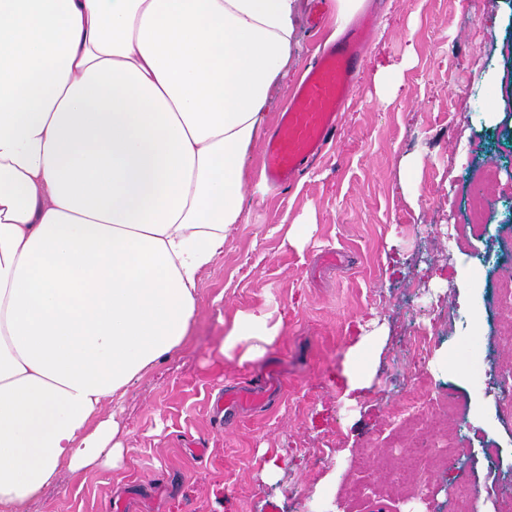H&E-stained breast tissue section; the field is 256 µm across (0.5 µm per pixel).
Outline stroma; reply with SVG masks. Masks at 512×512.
Instances as JSON below:
<instances>
[{"instance_id": "stroma-1", "label": "stroma", "mask_w": 512, "mask_h": 512, "mask_svg": "<svg viewBox=\"0 0 512 512\" xmlns=\"http://www.w3.org/2000/svg\"><path fill=\"white\" fill-rule=\"evenodd\" d=\"M365 9L377 29L335 142L289 188L264 181L254 151L246 219L202 276L190 344L121 400V467L62 480L28 512H453L462 485L467 512H498L512 489V349L498 340L512 312L492 295L503 268L478 262L512 249V0ZM283 224L302 225L300 247ZM258 307L287 313L279 341L253 365L217 362L225 320ZM373 318L385 338L353 404L346 354ZM270 366L284 384L266 407L215 417L218 396ZM409 393L420 411L397 418ZM453 430L459 450L425 491L385 483L400 445Z\"/></svg>"}]
</instances>
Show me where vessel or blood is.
Listing matches in <instances>:
<instances>
[{
    "label": "vessel or blood",
    "mask_w": 512,
    "mask_h": 512,
    "mask_svg": "<svg viewBox=\"0 0 512 512\" xmlns=\"http://www.w3.org/2000/svg\"><path fill=\"white\" fill-rule=\"evenodd\" d=\"M373 30L372 17L355 21L336 45L313 59L301 84L292 90L288 107L264 146L263 167L272 184L292 185L334 138L340 108L356 81L359 57ZM271 393V380L265 374L228 392L225 406L256 410L267 405Z\"/></svg>",
    "instance_id": "obj_1"
}]
</instances>
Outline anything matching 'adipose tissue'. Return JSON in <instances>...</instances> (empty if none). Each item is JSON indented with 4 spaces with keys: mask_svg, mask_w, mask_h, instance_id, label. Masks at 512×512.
Listing matches in <instances>:
<instances>
[{
    "mask_svg": "<svg viewBox=\"0 0 512 512\" xmlns=\"http://www.w3.org/2000/svg\"><path fill=\"white\" fill-rule=\"evenodd\" d=\"M301 0H0V512L112 470L107 406L185 349L298 63ZM285 328L224 324L246 366ZM382 337L347 353L345 397Z\"/></svg>",
    "mask_w": 512,
    "mask_h": 512,
    "instance_id": "1",
    "label": "adipose tissue"
}]
</instances>
